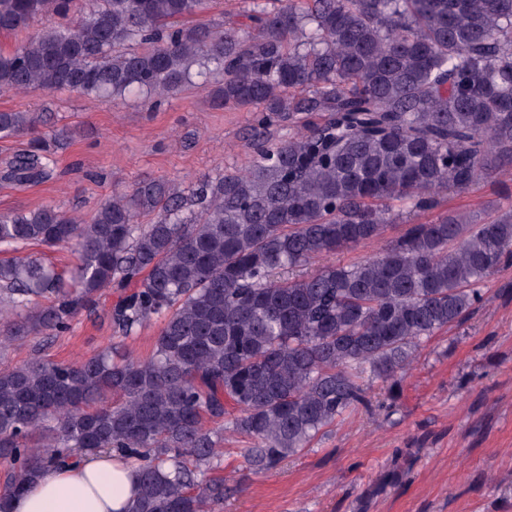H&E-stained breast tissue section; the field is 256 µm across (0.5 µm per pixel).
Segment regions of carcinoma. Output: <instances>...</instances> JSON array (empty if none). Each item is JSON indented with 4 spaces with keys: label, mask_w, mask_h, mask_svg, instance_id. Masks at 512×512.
Instances as JSON below:
<instances>
[{
    "label": "carcinoma",
    "mask_w": 512,
    "mask_h": 512,
    "mask_svg": "<svg viewBox=\"0 0 512 512\" xmlns=\"http://www.w3.org/2000/svg\"><path fill=\"white\" fill-rule=\"evenodd\" d=\"M71 2L0 0V32ZM206 6L91 0L75 26L0 49V90L162 102L196 76L214 106L253 113L243 170L185 189L143 181L88 219L0 214V250L14 253L0 259V344L61 336L120 290L108 348L0 370V512L43 471L105 450L138 464L132 512H214L224 429L253 440L247 466L276 468L365 405V379L396 383L512 265L509 209L411 224L360 263L279 276L512 166V0H249L241 21L180 23ZM36 124L0 112V139L29 137L4 178L48 176L66 136ZM60 243L77 254L68 280L24 254ZM155 315L154 352L132 357L123 341Z\"/></svg>",
    "instance_id": "1"
}]
</instances>
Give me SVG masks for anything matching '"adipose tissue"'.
<instances>
[{
    "label": "adipose tissue",
    "mask_w": 512,
    "mask_h": 512,
    "mask_svg": "<svg viewBox=\"0 0 512 512\" xmlns=\"http://www.w3.org/2000/svg\"><path fill=\"white\" fill-rule=\"evenodd\" d=\"M137 467L112 452L89 453L51 469L10 501V512H129Z\"/></svg>",
    "instance_id": "ef3b65f1"
}]
</instances>
